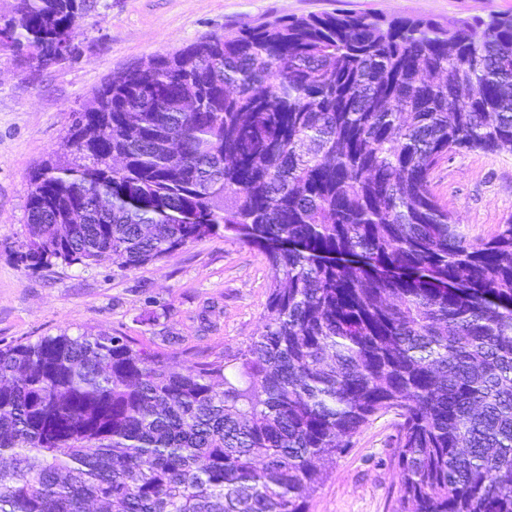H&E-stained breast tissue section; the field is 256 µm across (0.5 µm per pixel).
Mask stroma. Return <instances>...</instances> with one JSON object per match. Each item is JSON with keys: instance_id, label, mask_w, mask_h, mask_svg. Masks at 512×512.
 Here are the masks:
<instances>
[{"instance_id": "obj_1", "label": "stroma", "mask_w": 512, "mask_h": 512, "mask_svg": "<svg viewBox=\"0 0 512 512\" xmlns=\"http://www.w3.org/2000/svg\"><path fill=\"white\" fill-rule=\"evenodd\" d=\"M336 10L445 26L512 14V0H99L81 20L80 50L66 63L30 72L0 51V347L66 328L102 331L174 354L181 367L223 360L260 334L271 272L263 250L231 232L135 269L106 259L86 270L59 264L24 272L15 255L26 241L29 177L113 74L212 34ZM432 187L467 239L490 237L512 217V156L451 155L435 169ZM396 423L387 414L365 426L329 466L307 512H393Z\"/></svg>"}]
</instances>
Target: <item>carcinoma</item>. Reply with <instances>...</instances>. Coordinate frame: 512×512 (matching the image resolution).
Here are the masks:
<instances>
[{
	"label": "carcinoma",
	"mask_w": 512,
	"mask_h": 512,
	"mask_svg": "<svg viewBox=\"0 0 512 512\" xmlns=\"http://www.w3.org/2000/svg\"><path fill=\"white\" fill-rule=\"evenodd\" d=\"M97 3L13 0L0 46L58 65ZM475 150L512 155L511 14L280 18L114 75L30 176L17 264L232 231L266 253L267 320L178 371L85 330L0 348V512H305L385 413L395 512H512V217L469 240L432 189Z\"/></svg>",
	"instance_id": "obj_1"
}]
</instances>
